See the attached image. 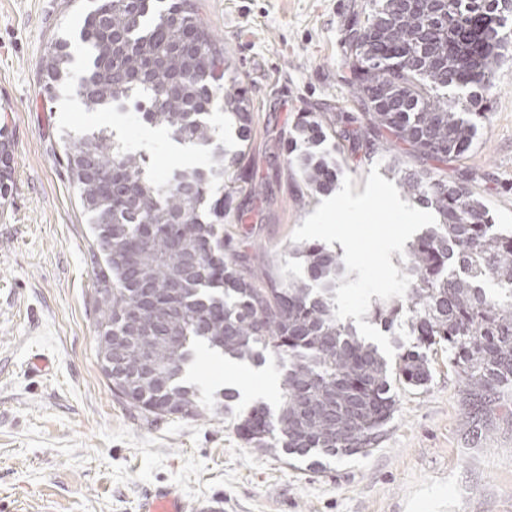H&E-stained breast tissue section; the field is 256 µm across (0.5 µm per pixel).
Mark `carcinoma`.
I'll list each match as a JSON object with an SVG mask.
<instances>
[{
    "label": "carcinoma",
    "mask_w": 512,
    "mask_h": 512,
    "mask_svg": "<svg viewBox=\"0 0 512 512\" xmlns=\"http://www.w3.org/2000/svg\"><path fill=\"white\" fill-rule=\"evenodd\" d=\"M79 40L91 63L70 84L66 38L41 59L43 91L53 99L73 90L85 111L97 112L136 95L144 120L163 125L179 142L211 148L206 171H179L164 183L149 179L142 155L104 130L60 136L63 160L91 224L94 244L112 240L93 257L98 335L141 336L127 345L114 372L163 376V389L112 393L145 418L167 413L162 397L180 406L178 418L200 415L197 391L179 383L194 347L238 361L281 367L277 415L264 404L239 414L236 430L252 448L312 458L366 454L378 446L394 416L395 384L421 388L432 378L434 350L463 377L477 412L512 385V232L500 230L489 209L460 182L429 170L405 171L404 196L434 211L437 222L409 246L403 273L411 284L400 299L378 300L371 317L391 328L406 318L411 342L394 362L335 317V290L346 267L319 242L290 247L304 273L278 282L264 265H250L241 243L224 235L235 205L241 164L215 144L207 116L216 108L245 141L252 132L248 87L224 80L228 60L191 0H94ZM364 19L349 20L346 64L364 122L352 148L371 149V132L436 159L471 149L493 67L508 49L512 0H372ZM470 89L460 112L438 91ZM308 146L288 149L308 191L336 186V162L314 151L327 138L320 115L303 112L295 124ZM12 150L0 140V195L11 189ZM184 242L196 257L188 272ZM180 337L170 343L169 333Z\"/></svg>",
    "instance_id": "cac0c4a2"
}]
</instances>
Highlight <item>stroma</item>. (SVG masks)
Masks as SVG:
<instances>
[{
  "instance_id": "stroma-1",
  "label": "stroma",
  "mask_w": 512,
  "mask_h": 512,
  "mask_svg": "<svg viewBox=\"0 0 512 512\" xmlns=\"http://www.w3.org/2000/svg\"><path fill=\"white\" fill-rule=\"evenodd\" d=\"M229 61V76L249 89L254 127L249 146L214 110L216 143L245 150L247 178L224 231L264 248L274 277L302 271L288 251L294 230L320 205L286 165L298 113L323 119L361 116L343 65L345 24L369 0H192ZM90 0H0V129L11 143L12 189L0 198V512H138L140 499L172 485L189 505L221 512H512V388L494 414L474 420L465 383L439 349L426 387L397 390V408L381 444L368 455L327 457L313 469L247 445L239 413L262 403L277 411L273 363L228 379L222 355L197 350L184 382L197 386L202 416L146 423L118 402L98 357L93 307V237L61 159V131L107 130L138 141L154 178L208 169L209 149L177 143L145 123L133 102L85 111L63 95L48 101L40 63L57 36L71 39L73 75L86 50L78 39ZM491 104L473 148L442 161L390 153L353 154L343 125L320 145L363 193L371 167L397 181L389 162L464 183L512 228V51L492 75ZM47 357L45 369L32 364ZM246 386L251 400L221 408L224 388Z\"/></svg>"
}]
</instances>
